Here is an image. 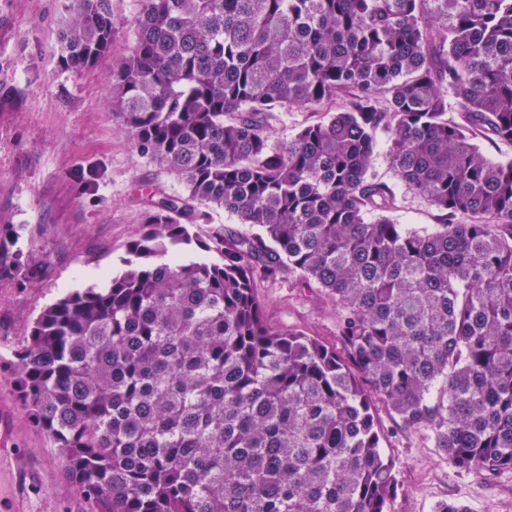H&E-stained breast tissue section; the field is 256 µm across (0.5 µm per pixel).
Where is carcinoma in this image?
Instances as JSON below:
<instances>
[{
    "instance_id": "cac0c4a2",
    "label": "carcinoma",
    "mask_w": 512,
    "mask_h": 512,
    "mask_svg": "<svg viewBox=\"0 0 512 512\" xmlns=\"http://www.w3.org/2000/svg\"><path fill=\"white\" fill-rule=\"evenodd\" d=\"M115 33L111 0H74L58 64ZM112 92L185 192L14 364L95 512H389L380 406L462 472L512 471V158L476 143L512 145V0H141ZM302 107L324 116L274 144ZM381 143L432 228L392 217ZM215 209L256 232L187 258ZM284 271L333 302L338 348L268 323L256 277Z\"/></svg>"
}]
</instances>
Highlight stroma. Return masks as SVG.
Returning a JSON list of instances; mask_svg holds the SVG:
<instances>
[{
	"label": "stroma",
	"mask_w": 512,
	"mask_h": 512,
	"mask_svg": "<svg viewBox=\"0 0 512 512\" xmlns=\"http://www.w3.org/2000/svg\"><path fill=\"white\" fill-rule=\"evenodd\" d=\"M69 4L0 0V243L13 242L26 259L22 272L0 275V512H92L57 449L22 412L13 353L47 305L121 270L148 199L184 189L137 152L113 109L112 61L135 41L139 0H112L111 55L82 70L57 63ZM376 168L395 191L394 219L420 229L437 223V211L398 184L385 157ZM257 290L272 325L337 345L331 301L287 276L258 278ZM378 417L402 484L391 512H432L442 500L512 512V472L458 471L427 432L404 430L383 409Z\"/></svg>",
	"instance_id": "obj_1"
}]
</instances>
